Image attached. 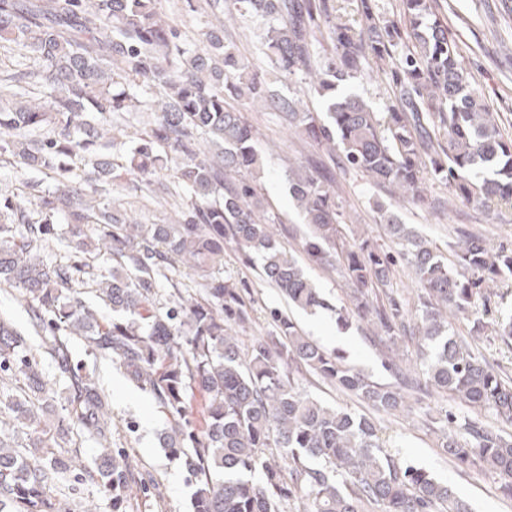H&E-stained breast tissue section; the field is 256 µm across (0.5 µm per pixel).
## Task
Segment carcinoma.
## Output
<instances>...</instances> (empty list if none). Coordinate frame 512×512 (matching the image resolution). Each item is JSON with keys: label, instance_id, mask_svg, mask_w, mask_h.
Listing matches in <instances>:
<instances>
[{"label": "carcinoma", "instance_id": "1", "mask_svg": "<svg viewBox=\"0 0 512 512\" xmlns=\"http://www.w3.org/2000/svg\"><path fill=\"white\" fill-rule=\"evenodd\" d=\"M162 0H0V169L37 170L55 189L26 202L29 183L0 193V286L28 304L40 345L0 316V373L21 381L0 389L12 428L26 451L0 437V512H62L52 487L75 455L74 429L100 453L86 480L112 512L143 483L125 455L112 454L109 399L95 374L74 360L72 336L91 353L117 361L166 415L163 448L195 481L193 512H471L451 486L383 450L374 418L325 405L299 390L320 378L377 413L410 408L408 393L433 388L512 424V378L489 369L450 331L449 318L470 316L483 331L477 300L485 285L512 279V250L490 247L478 231L448 243L453 259L382 203H375L394 249L367 238L336 256L342 234L340 188L312 172L288 176L291 198L308 226L303 250L316 263L339 264L354 310L373 321L379 341L417 344L422 378L399 386L362 374L335 351L306 336L275 311L274 329L243 347L232 326L251 321L247 285L224 278V245L258 259L264 280L295 307L329 308L292 254L275 239L263 188L264 166L244 102L281 112L295 132L338 152L343 163L408 203L429 208L427 177L444 181L462 203L512 208V139L483 104L460 60L448 25V0H400L398 18L381 19L371 0H357L358 23H335L329 0H206L219 20L229 9L267 25L257 62L213 27L204 48H187L177 24L162 17ZM400 53L391 70V102L376 112L348 91L370 63ZM309 79L322 106L313 112L266 78L265 66ZM146 108L151 127L122 161L98 151L112 116ZM175 169L165 191L184 190L175 224L127 221L113 206L123 183L149 182ZM63 225L57 232V225ZM73 261L44 257L50 244ZM413 272L416 323L406 329L401 303L379 288L397 263ZM198 279V293L162 300L161 285L179 266ZM112 311L100 318L97 306ZM63 383L66 404L50 414L51 387L42 355ZM207 397L206 419L188 411L194 391ZM440 448L460 464L476 460L502 479L512 498V437L480 420H458L444 406L429 414Z\"/></svg>", "mask_w": 512, "mask_h": 512}]
</instances>
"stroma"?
I'll return each mask as SVG.
<instances>
[{
    "instance_id": "stroma-1",
    "label": "stroma",
    "mask_w": 512,
    "mask_h": 512,
    "mask_svg": "<svg viewBox=\"0 0 512 512\" xmlns=\"http://www.w3.org/2000/svg\"><path fill=\"white\" fill-rule=\"evenodd\" d=\"M448 24L462 63L481 90L485 104L512 137V16L505 15L501 0H448ZM243 111L265 153L261 185L268 212L276 217L277 239L284 249L298 255L303 252L304 226L288 193V173L304 169L312 155L325 161L344 190L347 242L364 236L389 245L386 227L379 223L373 211L375 201L393 202L387 188L373 183L359 171L343 167L340 161L330 160L326 151L316 150L291 129L280 112L258 104L244 105ZM427 194L436 200V208L401 203L396 204L397 210L404 223L417 228L439 248L458 241L461 231L478 227L486 230L493 246L512 249V209H478L454 201L447 184L439 182H428ZM120 199L125 211L136 213L143 224H171L178 217L176 206L149 204L145 192L130 183L125 185ZM304 266L331 304L350 305V289L337 269L309 260ZM223 274L245 282L249 288L252 312L251 322L242 333L244 340L272 329L270 313L277 310L295 321L306 335L327 349L337 350L354 368L376 381L392 382V375L384 368L390 353H405L412 358L417 355L412 344L384 347L368 319L352 318L342 328L331 312L306 313L290 307L280 291L263 280L258 269L246 265L231 244L224 249ZM452 328L466 338L470 349L481 360L512 376L511 343L491 332L471 335L470 323L461 317ZM69 345L76 360L95 371L110 395L113 448L123 451L130 464L148 479L146 488L134 492L126 512H192L195 485L180 461L162 448L159 441L167 425L166 415L145 391L128 379L123 369L94 357L83 338L71 337ZM444 404L457 416H476L502 433L512 434V424L502 422L487 410H477L457 400L446 401L437 394L415 404L410 416L377 415L381 441L392 453L448 483L470 505L472 512H512V498L503 495L500 479L487 466L479 462L455 463L438 448V437L428 428L425 414Z\"/></svg>"
}]
</instances>
